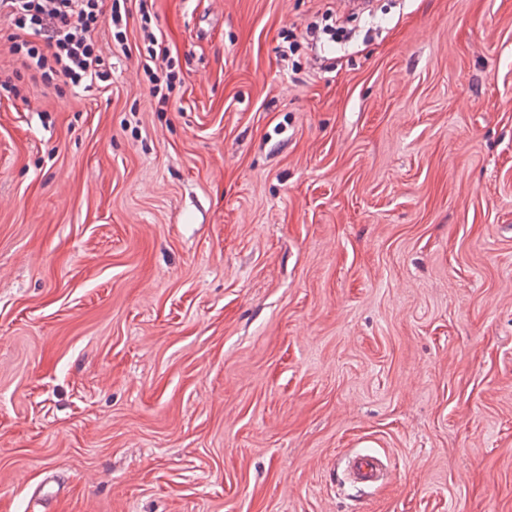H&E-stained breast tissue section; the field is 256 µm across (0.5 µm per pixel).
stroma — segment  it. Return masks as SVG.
Instances as JSON below:
<instances>
[{
    "label": "stroma",
    "instance_id": "stroma-1",
    "mask_svg": "<svg viewBox=\"0 0 512 512\" xmlns=\"http://www.w3.org/2000/svg\"><path fill=\"white\" fill-rule=\"evenodd\" d=\"M151 4L0 99V512H512V0ZM352 483L362 487H371L385 477L393 478L389 469L376 455L354 453L347 458L346 469Z\"/></svg>",
    "mask_w": 512,
    "mask_h": 512
}]
</instances>
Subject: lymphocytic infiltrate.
<instances>
[{
	"instance_id": "lymphocytic-infiltrate-1",
	"label": "lymphocytic infiltrate",
	"mask_w": 512,
	"mask_h": 512,
	"mask_svg": "<svg viewBox=\"0 0 512 512\" xmlns=\"http://www.w3.org/2000/svg\"><path fill=\"white\" fill-rule=\"evenodd\" d=\"M0 9L12 26L9 50L31 80L87 88L110 79L99 29L120 43L132 12L150 16L146 0H0Z\"/></svg>"
}]
</instances>
